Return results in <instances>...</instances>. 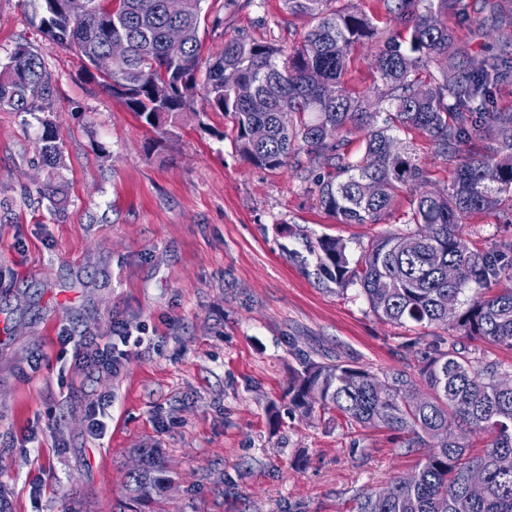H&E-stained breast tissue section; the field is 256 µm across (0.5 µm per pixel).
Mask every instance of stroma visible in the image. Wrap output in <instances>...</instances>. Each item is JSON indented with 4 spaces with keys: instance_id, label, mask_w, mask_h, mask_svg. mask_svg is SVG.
Returning <instances> with one entry per match:
<instances>
[{
    "instance_id": "35a3bbf8",
    "label": "stroma",
    "mask_w": 512,
    "mask_h": 512,
    "mask_svg": "<svg viewBox=\"0 0 512 512\" xmlns=\"http://www.w3.org/2000/svg\"><path fill=\"white\" fill-rule=\"evenodd\" d=\"M202 55L244 34L283 46L309 23L284 0H204ZM30 0H0V60L19 43L52 77L63 146L42 165L36 120L0 108V501L8 512H351L354 498L417 470L404 435L307 418L285 391L301 355L379 374L415 363L426 335L382 322L358 286L338 291L299 256L342 239L350 261L393 229L339 224L318 206L306 156L269 171L243 160L230 118L204 100L170 132L138 121L74 50L48 45ZM377 46L359 44L345 82L373 95ZM413 145L430 189L452 172L427 138ZM49 181L55 201L35 192ZM478 247L512 240V213L462 221ZM144 339L118 373L93 372L74 344L115 323ZM74 343L62 347L61 335ZM111 400L101 439L86 406ZM136 448L165 453L170 486L130 501Z\"/></svg>"
}]
</instances>
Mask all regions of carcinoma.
<instances>
[{"label":"carcinoma","mask_w":512,"mask_h":512,"mask_svg":"<svg viewBox=\"0 0 512 512\" xmlns=\"http://www.w3.org/2000/svg\"><path fill=\"white\" fill-rule=\"evenodd\" d=\"M33 24L49 45L74 49L90 67L111 42L127 43L126 57L100 75L112 95L146 126L164 130L203 97L232 119L234 144L247 162L271 171L303 152L311 191L340 224H380L392 217L400 194L410 195L402 227L372 240L352 263L342 240L322 236L310 249L316 275L340 291L361 288L371 311L386 323H414L443 333L419 336L418 366L377 375L345 361L300 358L288 385L303 416L334 411L350 426L384 427L408 435L407 451L423 456L418 471L378 492L360 493L355 512H512V382L485 362L474 340L512 347V240L494 249L470 247L461 219L512 211V108L498 102L512 79V14L498 16L503 47L461 42L442 15L473 36L483 22L458 8L459 0H384L405 40L381 32L352 0H284L310 27L291 48L252 36L224 42L202 60L199 27L204 0H31ZM364 39L379 49L376 97L349 91L342 81L349 55ZM263 98L265 110L251 102ZM27 112L40 126L36 146L44 165L62 158L51 82L42 55L26 44L0 62V108ZM336 127V141L320 139ZM394 131L423 135L454 171L446 187L428 191V172L415 150L383 161ZM358 139L361 149L350 146ZM457 269L448 282V265ZM508 282L501 288L499 284ZM471 296H466V293ZM486 444L472 447L469 437ZM141 467L128 472L126 490L147 506L169 482L158 448H139Z\"/></svg>","instance_id":"carcinoma-1"}]
</instances>
